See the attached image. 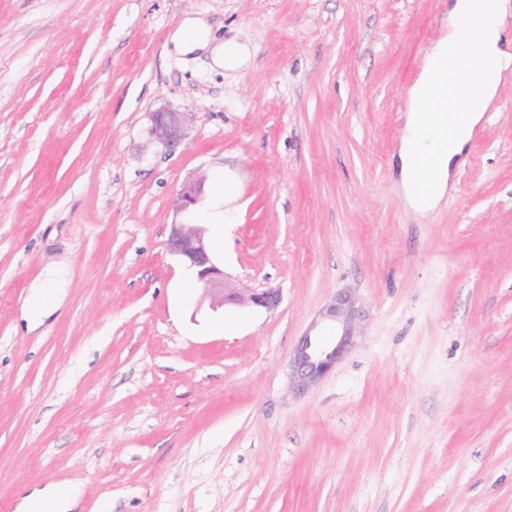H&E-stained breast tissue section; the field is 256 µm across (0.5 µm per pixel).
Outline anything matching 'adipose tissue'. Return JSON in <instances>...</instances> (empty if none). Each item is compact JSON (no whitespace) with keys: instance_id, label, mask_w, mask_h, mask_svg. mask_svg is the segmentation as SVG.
Listing matches in <instances>:
<instances>
[{"instance_id":"obj_1","label":"adipose tissue","mask_w":512,"mask_h":512,"mask_svg":"<svg viewBox=\"0 0 512 512\" xmlns=\"http://www.w3.org/2000/svg\"><path fill=\"white\" fill-rule=\"evenodd\" d=\"M507 7L505 0H453L448 9L445 35L437 41L428 53L424 66L409 89L410 115L402 135L399 150L401 185L409 205L425 212L435 208L444 198L449 179L458 166L470 139L471 131L483 118L490 103L497 94L502 73L512 66V54L501 46ZM475 23L476 47L470 48L467 60L472 70L480 72L482 81L479 95L473 103L459 105L457 97H449L448 114L457 116L465 113L447 150L434 152L433 145L421 121L431 112L436 90L431 85L432 73L437 64L448 55V50L458 39L461 19ZM176 36L180 43L193 49L210 47L208 31L203 23L195 21L179 29ZM213 48V47H210ZM217 66L226 69L243 67L249 59L248 47L235 40H225L213 48ZM433 154L436 189L426 198H418L410 182V169L416 155ZM82 496L77 484L63 480L47 488L32 492L23 498V512H73Z\"/></svg>"}]
</instances>
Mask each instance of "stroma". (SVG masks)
I'll use <instances>...</instances> for the list:
<instances>
[{"label":"stroma","instance_id":"stroma-1","mask_svg":"<svg viewBox=\"0 0 512 512\" xmlns=\"http://www.w3.org/2000/svg\"><path fill=\"white\" fill-rule=\"evenodd\" d=\"M448 2L0 0V512L62 478L75 512H512V68L440 205L399 185ZM196 18L249 64L179 49ZM163 104L185 144L141 157ZM175 223L280 304L213 306ZM342 288L362 334L294 395ZM250 56L249 48L234 39L224 40L214 49V61L217 66L224 69H238L243 67ZM56 290L57 288H53L49 283L33 288L30 299L22 312V318L30 328H35L53 306L58 297ZM364 315V307L352 289H341L327 301L290 356L289 376L295 393L308 392L333 371L354 345ZM321 324L330 325L335 331L327 343L317 331Z\"/></svg>","mask_w":512,"mask_h":512}]
</instances>
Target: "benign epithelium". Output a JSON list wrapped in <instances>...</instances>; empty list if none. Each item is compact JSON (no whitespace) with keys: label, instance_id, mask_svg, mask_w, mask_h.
<instances>
[{"label":"benign epithelium","instance_id":"obj_1","mask_svg":"<svg viewBox=\"0 0 512 512\" xmlns=\"http://www.w3.org/2000/svg\"><path fill=\"white\" fill-rule=\"evenodd\" d=\"M150 143L163 153L178 151L187 137L188 117L167 105L147 113ZM203 180L183 185L177 194V207L186 210L199 201ZM169 251L177 256L196 279L224 306H251L271 310L278 306L280 294L270 290H249L235 287L213 261L206 231L199 224H174L167 242ZM364 307L352 289H341L319 311L307 332L300 337L289 360V376L294 392L304 394L324 379L347 354L356 341ZM321 324L331 326L334 338L325 343L318 334Z\"/></svg>","mask_w":512,"mask_h":512}]
</instances>
